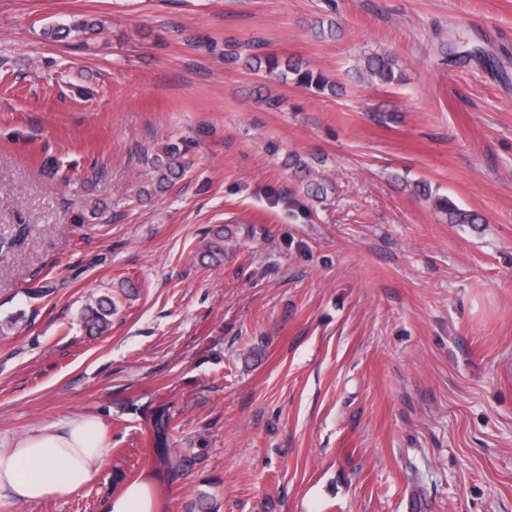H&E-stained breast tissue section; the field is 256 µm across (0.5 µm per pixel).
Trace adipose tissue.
Segmentation results:
<instances>
[{
    "label": "adipose tissue",
    "mask_w": 512,
    "mask_h": 512,
    "mask_svg": "<svg viewBox=\"0 0 512 512\" xmlns=\"http://www.w3.org/2000/svg\"><path fill=\"white\" fill-rule=\"evenodd\" d=\"M111 452L97 416L43 423L0 443V501L25 505L69 496L93 479ZM156 483L155 472H143L108 497L102 512H160Z\"/></svg>",
    "instance_id": "adipose-tissue-1"
}]
</instances>
